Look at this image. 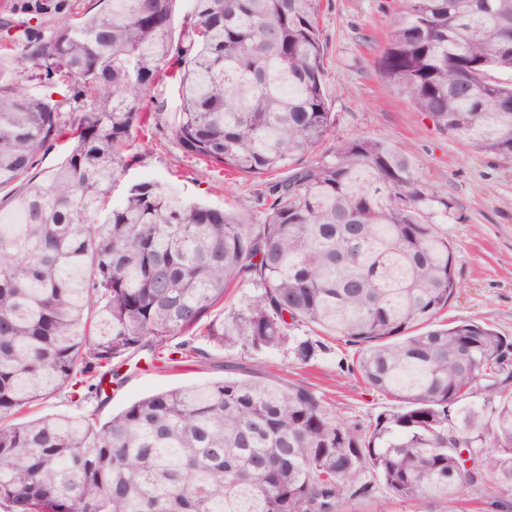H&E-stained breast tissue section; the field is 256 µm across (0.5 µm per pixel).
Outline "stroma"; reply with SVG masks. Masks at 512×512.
<instances>
[{
  "mask_svg": "<svg viewBox=\"0 0 512 512\" xmlns=\"http://www.w3.org/2000/svg\"><path fill=\"white\" fill-rule=\"evenodd\" d=\"M403 0H323L320 19L327 52L326 93L336 115L339 140L366 136L405 148L417 172L436 196L454 208L436 228L455 245L461 287L437 315L438 322L480 320L512 338V162L472 151L414 109L409 97L380 73ZM154 116L151 130L133 129L125 151L126 168L112 190L122 203L129 188L158 182L177 195L254 221L255 193L281 179L283 170L231 174L206 166L187 153L171 127L179 110L174 86L166 80L144 96ZM325 350L311 363L298 362L288 349L253 355L236 347H207L204 358L186 368H156L147 362L125 371L121 384L108 389L102 415L147 395L180 385L223 378L232 360L258 369L264 377L310 388L336 419L362 429L400 409L397 401L367 385L350 365L355 356L344 341L325 338ZM367 498L348 501L345 512H427L423 501L397 499L379 478Z\"/></svg>",
  "mask_w": 512,
  "mask_h": 512,
  "instance_id": "stroma-1",
  "label": "stroma"
}]
</instances>
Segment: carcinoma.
Wrapping results in <instances>:
<instances>
[{
	"label": "carcinoma",
	"instance_id": "obj_1",
	"mask_svg": "<svg viewBox=\"0 0 512 512\" xmlns=\"http://www.w3.org/2000/svg\"><path fill=\"white\" fill-rule=\"evenodd\" d=\"M23 0L0 20L34 94L0 72V505L5 512H343L369 494L450 505L493 472L512 493V341L486 323L433 319L455 298L454 247L433 217L453 205L402 150L332 143L321 0ZM66 14L47 36L45 18ZM380 71L473 150L512 161V0H405ZM72 78L91 108L70 124L52 99ZM176 81L173 134L209 165L260 174L261 224L188 203L161 184L110 205L145 93ZM68 151L33 174L52 142ZM255 292L224 306L230 288ZM309 329L299 336L297 327ZM321 332L357 346L356 367L400 411L360 430L308 388L229 375L96 411L14 422L60 390L100 398L112 363L148 353L187 367L194 339L309 363ZM483 390L482 406L464 405ZM458 408L457 417L451 409ZM490 442V450L475 449Z\"/></svg>",
	"mask_w": 512,
	"mask_h": 512
}]
</instances>
